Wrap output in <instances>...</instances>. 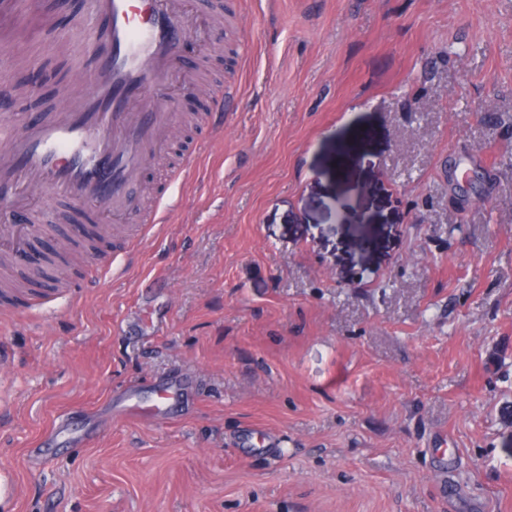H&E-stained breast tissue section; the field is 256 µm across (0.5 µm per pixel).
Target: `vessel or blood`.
Listing matches in <instances>:
<instances>
[{
	"mask_svg": "<svg viewBox=\"0 0 512 512\" xmlns=\"http://www.w3.org/2000/svg\"><path fill=\"white\" fill-rule=\"evenodd\" d=\"M184 0H91L108 23L109 48L90 72L86 92L73 95L50 119L33 118L0 128V189L26 214L22 224H0V252L14 271L44 269L34 251L49 235L41 211L28 207L18 190L28 187L60 193L85 204L83 218L97 222L106 212H132L140 202L129 195L143 167L154 160L157 144L172 121L157 89L177 68L192 34ZM27 12L24 0H0V26L15 29ZM224 88L213 93L209 135L224 133V109L232 103ZM123 274L116 255L98 253L84 282L95 287L102 273ZM184 377L159 385L149 405L129 396L122 409L129 418L159 419L183 398Z\"/></svg>",
	"mask_w": 512,
	"mask_h": 512,
	"instance_id": "obj_1",
	"label": "vessel or blood"
}]
</instances>
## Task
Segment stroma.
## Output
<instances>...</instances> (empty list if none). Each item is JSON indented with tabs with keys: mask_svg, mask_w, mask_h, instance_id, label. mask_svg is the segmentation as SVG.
<instances>
[{
	"mask_svg": "<svg viewBox=\"0 0 512 512\" xmlns=\"http://www.w3.org/2000/svg\"><path fill=\"white\" fill-rule=\"evenodd\" d=\"M78 2L0 88L93 66L41 27ZM224 2L182 66L238 106L164 223L0 320V512H512V0ZM118 255V252H114L113 254L99 252L96 255L95 262L90 268L88 277L84 282V287H95L103 272H112L113 276L122 275L124 273V268L117 263ZM189 384L183 376L176 377L159 385L150 397V406L140 404V399L135 394L129 396L122 409L124 416L129 418H165L183 398V393Z\"/></svg>",
	"mask_w": 512,
	"mask_h": 512,
	"instance_id": "stroma-1",
	"label": "stroma"
}]
</instances>
